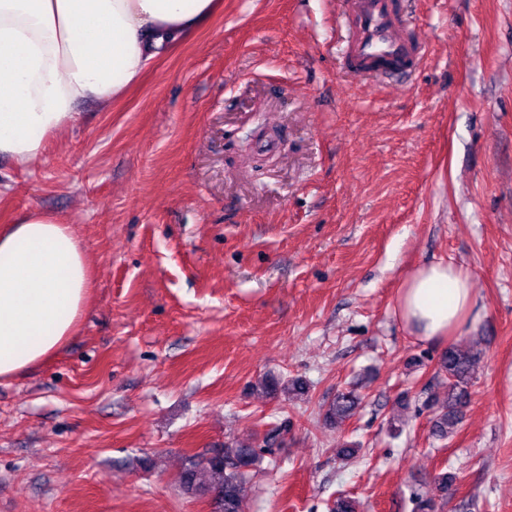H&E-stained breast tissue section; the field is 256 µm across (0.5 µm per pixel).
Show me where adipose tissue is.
I'll list each match as a JSON object with an SVG mask.
<instances>
[{
    "label": "adipose tissue",
    "mask_w": 512,
    "mask_h": 512,
    "mask_svg": "<svg viewBox=\"0 0 512 512\" xmlns=\"http://www.w3.org/2000/svg\"><path fill=\"white\" fill-rule=\"evenodd\" d=\"M223 0H0V157L27 166L77 106H109L152 62L190 40ZM91 277L69 226L29 213L0 231V379L51 359L73 335ZM476 307L454 264L417 266L398 309L419 340L460 333Z\"/></svg>",
    "instance_id": "1"
}]
</instances>
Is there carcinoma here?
Returning a JSON list of instances; mask_svg holds the SVG:
<instances>
[{
    "label": "carcinoma",
    "mask_w": 512,
    "mask_h": 512,
    "mask_svg": "<svg viewBox=\"0 0 512 512\" xmlns=\"http://www.w3.org/2000/svg\"><path fill=\"white\" fill-rule=\"evenodd\" d=\"M476 359V352L452 345L439 361L440 371L448 380L447 396L439 406L432 425V434L440 441L454 434L462 408L469 401L471 372ZM358 405L359 396L355 392H341L329 404L324 419L340 426L355 414ZM261 455L262 448L251 443H239L224 455L192 457L180 473V487L189 494L215 495L217 512H246L243 482L248 469Z\"/></svg>",
    "instance_id": "obj_1"
}]
</instances>
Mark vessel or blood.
<instances>
[{
	"label": "vessel or blood",
	"instance_id": "1",
	"mask_svg": "<svg viewBox=\"0 0 512 512\" xmlns=\"http://www.w3.org/2000/svg\"><path fill=\"white\" fill-rule=\"evenodd\" d=\"M342 18L351 35L343 68L351 77H412L426 45L408 32L396 0H342Z\"/></svg>",
	"mask_w": 512,
	"mask_h": 512
}]
</instances>
